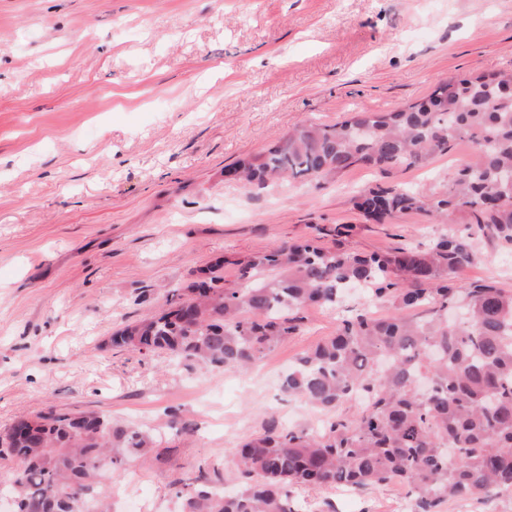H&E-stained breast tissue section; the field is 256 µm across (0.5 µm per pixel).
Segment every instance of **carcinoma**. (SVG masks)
<instances>
[{
  "instance_id": "carcinoma-1",
  "label": "carcinoma",
  "mask_w": 512,
  "mask_h": 512,
  "mask_svg": "<svg viewBox=\"0 0 512 512\" xmlns=\"http://www.w3.org/2000/svg\"><path fill=\"white\" fill-rule=\"evenodd\" d=\"M456 138L471 143L473 158L443 192L377 185L354 208L376 224L410 213L451 224L463 213L472 232L359 254L324 245L319 228L310 240L201 270L173 290L167 308L112 334L118 352L241 370L298 330L302 311L335 307L349 287L389 308L382 317L343 320L281 380L283 393L327 413L367 395L352 418L319 433L271 419L233 448L234 489L201 467L191 481L174 483L181 512H298V489L390 483L407 489L416 512H441L447 500L512 490V293L450 279L479 259L480 235L512 251V183L501 179L512 175V74L442 80L423 101L390 112L362 109L331 125L301 121L224 178L252 190L320 184L354 166L420 168ZM226 264L244 287L224 286ZM154 444L148 430L50 409L0 434V457L20 462L0 494L13 498L15 512H85L104 461L119 468Z\"/></svg>"
}]
</instances>
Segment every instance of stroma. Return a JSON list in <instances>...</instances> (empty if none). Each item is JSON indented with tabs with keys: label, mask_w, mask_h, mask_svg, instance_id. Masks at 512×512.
<instances>
[{
	"label": "stroma",
	"mask_w": 512,
	"mask_h": 512,
	"mask_svg": "<svg viewBox=\"0 0 512 512\" xmlns=\"http://www.w3.org/2000/svg\"><path fill=\"white\" fill-rule=\"evenodd\" d=\"M512 71V0H0V430L41 411L97 413L154 431L157 449L105 470L96 494L177 512L170 485L270 418L321 429L280 390L303 353L366 309L311 307L245 371L112 351V333L165 308L217 259L351 225L326 245L387 252L465 228L410 214L365 223L367 186L443 190L472 146L419 169L248 192L224 169L307 120L331 124L426 98L444 79ZM457 283L512 292V253L480 241ZM196 426L179 433L180 422ZM395 484L296 490L299 512H396Z\"/></svg>",
	"instance_id": "35a3bbf8"
}]
</instances>
